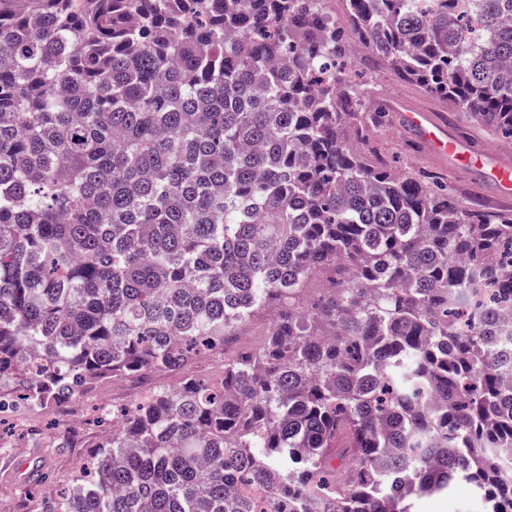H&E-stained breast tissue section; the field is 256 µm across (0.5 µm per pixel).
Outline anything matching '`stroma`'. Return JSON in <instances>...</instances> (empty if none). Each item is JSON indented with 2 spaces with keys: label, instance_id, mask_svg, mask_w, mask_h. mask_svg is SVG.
<instances>
[{
  "label": "stroma",
  "instance_id": "stroma-1",
  "mask_svg": "<svg viewBox=\"0 0 512 512\" xmlns=\"http://www.w3.org/2000/svg\"><path fill=\"white\" fill-rule=\"evenodd\" d=\"M368 82L378 90L392 115L427 109L450 132L462 135L468 144L512 163V149L506 148L502 138L471 122L449 102L403 82L389 69L370 73ZM405 139L396 123L380 136L381 144L396 160L440 172L458 196L477 201L486 209L498 210L499 205L480 173L455 170L421 150L408 153L404 149ZM276 311V306L271 305L255 313L242 327L240 336L227 346L224 356L201 355L181 373H152L147 375V382L162 387L178 382L183 375L219 378L225 357L243 348L256 347L264 340ZM138 395L139 387L132 378L106 376L91 385L89 392L64 405L24 407L14 412L9 421L11 433L0 444V505L7 506L9 512H47L57 482L70 476L98 438L96 427L84 425V417L95 413L99 402L118 407L130 404ZM414 509L415 512H485L486 505L469 484L459 483L445 497L415 502Z\"/></svg>",
  "mask_w": 512,
  "mask_h": 512
}]
</instances>
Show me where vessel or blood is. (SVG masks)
<instances>
[{
  "label": "vessel or blood",
  "mask_w": 512,
  "mask_h": 512,
  "mask_svg": "<svg viewBox=\"0 0 512 512\" xmlns=\"http://www.w3.org/2000/svg\"><path fill=\"white\" fill-rule=\"evenodd\" d=\"M401 124L431 154L454 163L458 168L478 170L493 186L497 198H512V167L497 162L490 154L473 152L461 139L450 135L430 113H402Z\"/></svg>",
  "instance_id": "vessel-or-blood-1"
}]
</instances>
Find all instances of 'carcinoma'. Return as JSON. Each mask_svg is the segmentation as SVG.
<instances>
[{"label": "carcinoma", "mask_w": 512, "mask_h": 512, "mask_svg": "<svg viewBox=\"0 0 512 512\" xmlns=\"http://www.w3.org/2000/svg\"><path fill=\"white\" fill-rule=\"evenodd\" d=\"M0 0V410L177 372L51 512H512V210L393 171L351 38L512 143V0ZM276 311L277 306L270 305L255 313L242 327L241 335L243 336H235L233 343L226 347L225 358L232 357L240 349L259 345L266 338L267 329L270 327ZM224 358L217 355L203 354L195 361L186 365L179 374L175 373H150L144 380L154 387L169 386L180 381L181 376H195L200 378L217 379L222 374ZM413 508L417 512H485L486 504L469 484L458 483L449 495L415 501Z\"/></svg>", "instance_id": "carcinoma-1"}]
</instances>
